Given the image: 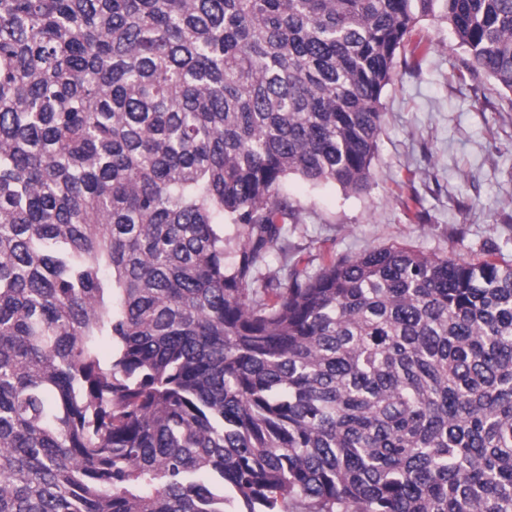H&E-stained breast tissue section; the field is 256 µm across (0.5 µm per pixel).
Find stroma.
<instances>
[{
  "label": "stroma",
  "instance_id": "stroma-1",
  "mask_svg": "<svg viewBox=\"0 0 512 512\" xmlns=\"http://www.w3.org/2000/svg\"><path fill=\"white\" fill-rule=\"evenodd\" d=\"M409 44L382 98L370 188L285 181L298 265L390 245L512 265V96L487 77L459 78L465 53L446 23L419 22Z\"/></svg>",
  "mask_w": 512,
  "mask_h": 512
}]
</instances>
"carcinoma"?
Masks as SVG:
<instances>
[{
	"mask_svg": "<svg viewBox=\"0 0 512 512\" xmlns=\"http://www.w3.org/2000/svg\"><path fill=\"white\" fill-rule=\"evenodd\" d=\"M427 19L512 93V0H0V512H512V267L288 266Z\"/></svg>",
	"mask_w": 512,
	"mask_h": 512,
	"instance_id": "cac0c4a2",
	"label": "carcinoma"
}]
</instances>
